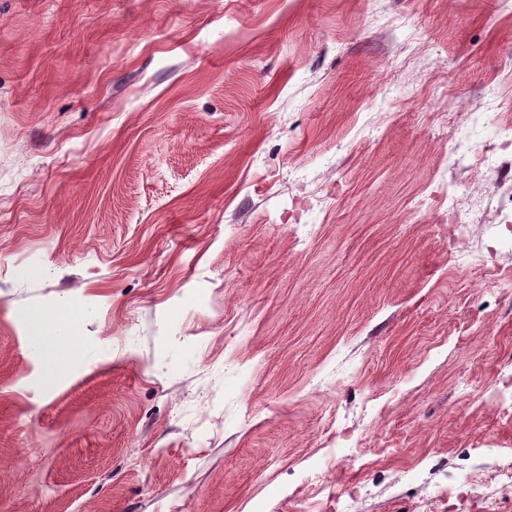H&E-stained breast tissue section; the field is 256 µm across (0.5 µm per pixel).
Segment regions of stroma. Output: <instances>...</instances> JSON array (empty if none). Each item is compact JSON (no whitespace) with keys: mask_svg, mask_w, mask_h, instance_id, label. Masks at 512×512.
I'll return each instance as SVG.
<instances>
[{"mask_svg":"<svg viewBox=\"0 0 512 512\" xmlns=\"http://www.w3.org/2000/svg\"><path fill=\"white\" fill-rule=\"evenodd\" d=\"M508 74L501 0H0V506L512 512Z\"/></svg>","mask_w":512,"mask_h":512,"instance_id":"obj_1","label":"stroma"}]
</instances>
